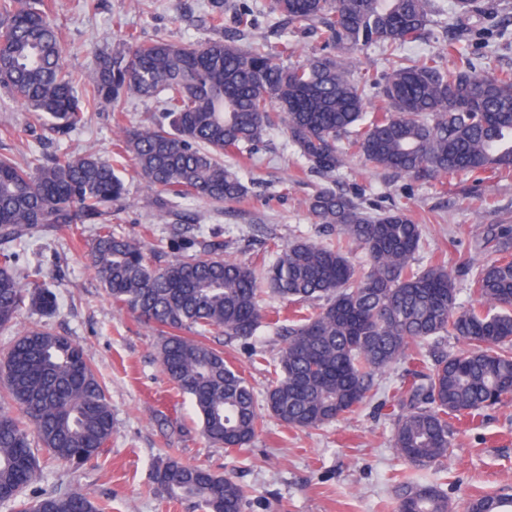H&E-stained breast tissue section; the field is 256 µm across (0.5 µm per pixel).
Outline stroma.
<instances>
[{
  "instance_id": "35a3bbf8",
  "label": "stroma",
  "mask_w": 512,
  "mask_h": 512,
  "mask_svg": "<svg viewBox=\"0 0 512 512\" xmlns=\"http://www.w3.org/2000/svg\"><path fill=\"white\" fill-rule=\"evenodd\" d=\"M488 2L480 22L483 34L463 36L461 51L486 72L512 70V0ZM243 11L250 12L254 24L241 31L234 16ZM208 12L209 0H96L91 9L78 6L77 0H53L52 18L64 48L63 63L78 72L89 67L95 52L110 48L117 34L133 35L141 43L160 37L191 43L215 38ZM224 33L238 36L241 44L264 42L273 50L281 39H289L299 59L337 52L302 26L281 30L269 0H224ZM115 139L111 112L90 111L84 129L59 139L36 113L0 92V154L20 161L53 153L116 156ZM224 162L249 186L245 199L176 203L161 212L132 161L119 158L128 196L126 207L112 214L113 231L154 245L163 264L171 258L167 243L176 234L218 238L226 257L247 263L260 262L270 243L317 239L318 226L306 202L325 181L307 169L282 127L270 130L252 158L228 153ZM335 187L372 208L407 209L423 229L425 245L416 256L422 267L440 257L456 265L467 251L482 263L498 259L491 230L512 225V176L487 172L478 178L450 174L415 181L375 168L355 153L348 156ZM94 235L90 224L39 234L19 267L28 287L56 292L59 308L50 316L23 309L14 328L0 330V352L17 331L34 325L79 343L112 407V438L101 455L76 470L44 460V477L28 489V500L69 488L111 498L112 512H192L188 504L165 501L155 492L154 463L168 454L246 486L242 512H397L412 476L447 496L449 512H466L471 499L488 493L512 494V404L486 409L476 419H451L450 458L417 469L398 457L394 419L383 396L402 374L400 364L375 376L379 394L358 413L306 430L269 417L245 448L228 453L210 445L189 398L172 388L156 358L158 332L115 308L88 268L85 255ZM213 344L228 362L244 369L257 402H264L280 347L274 329L261 328L247 341L220 336ZM257 351L264 353V363L254 362Z\"/></svg>"
}]
</instances>
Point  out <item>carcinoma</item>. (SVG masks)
I'll use <instances>...</instances> for the list:
<instances>
[{"instance_id": "carcinoma-1", "label": "carcinoma", "mask_w": 512, "mask_h": 512, "mask_svg": "<svg viewBox=\"0 0 512 512\" xmlns=\"http://www.w3.org/2000/svg\"><path fill=\"white\" fill-rule=\"evenodd\" d=\"M282 25L303 24L324 43L354 51L377 43L387 55L415 43L429 24L430 0H270ZM457 23L483 18L484 0L466 10L448 0ZM448 39L444 53L405 55L367 113L371 77H354L342 57L284 64L262 43L229 37L204 43L165 38L141 44L130 35L74 73L62 63L58 29L46 0H0V88L65 136L84 126L91 108L122 114L132 94L163 95L161 120L127 126L116 120L118 155L130 158L156 193L174 199L234 203L249 188L224 153H250L282 125L309 170L330 180L348 151L375 167L426 180L448 173L512 174V70L477 69ZM127 189L112 159L96 153L20 163L0 156V329L23 307L45 315L59 305L49 288H27L15 246L63 224H95L89 263L112 304L160 334L157 357L173 389L189 397L201 432L227 450L247 446L264 428L254 388L224 359L212 336L247 340L266 323L261 284L293 306L265 395L283 425L305 430L358 412L376 373L407 362L388 398L398 408L393 447L423 467L452 448L448 419L476 417L512 401V257L478 263L462 256L479 303L457 302L445 260L415 266L422 227L402 209L368 211L341 191L322 187L307 201L325 239L270 246L262 270L224 258L210 240L190 254L175 236L174 259L159 267L155 250L118 236L102 217L126 206ZM365 255L354 263L350 254ZM311 306L312 312H305ZM453 336L468 344L428 364L426 342ZM7 398L0 407V500L17 512H109L105 500L78 490L52 491L35 504L19 500L42 477L46 453L78 467L112 438V408L84 348L44 327L16 336L0 360ZM159 496L189 501L198 512H241L243 487L231 477L166 455L154 465ZM398 512H448V499L416 484ZM468 512H512V495L472 500Z\"/></svg>"}]
</instances>
